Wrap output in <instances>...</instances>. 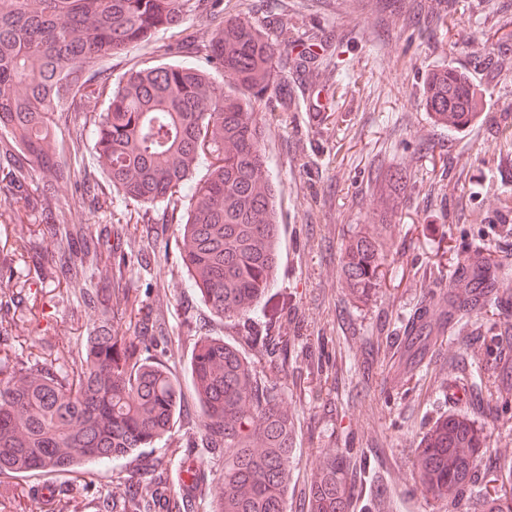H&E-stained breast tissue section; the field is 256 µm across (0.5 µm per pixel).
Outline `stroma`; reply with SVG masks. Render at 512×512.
Returning a JSON list of instances; mask_svg holds the SVG:
<instances>
[{
  "mask_svg": "<svg viewBox=\"0 0 512 512\" xmlns=\"http://www.w3.org/2000/svg\"><path fill=\"white\" fill-rule=\"evenodd\" d=\"M225 17L287 41L276 75L288 85L287 109H265L261 147L278 188L281 257L260 335L294 336L280 401L294 439L287 512H308L319 457L345 453L349 512H475L434 497L418 480L419 443L441 417L480 428L484 496L512 512V0H221ZM209 12L185 16L180 36L112 54V79L154 61L155 47L180 40L191 52ZM317 54L315 72L297 67ZM465 71L481 81L483 111L448 132L424 107L430 72ZM131 224L123 248L138 256L125 284L161 300L174 356L167 367L187 382L193 335L188 323L251 351L233 321L210 316L182 282L178 225L161 208L116 204ZM153 225L143 235L141 218ZM378 228L380 282L354 299L339 277L340 248L353 229ZM495 267L483 275V306H448L455 277L473 257ZM41 319L17 310L16 329L0 336V357L45 356L72 341L71 299L49 290ZM325 345L335 371H309L303 351ZM197 414L185 397L168 442L154 458L176 479L175 454ZM136 459L93 463L89 473L0 476V512H46L45 495L84 485L106 497L143 491Z\"/></svg>",
  "mask_w": 512,
  "mask_h": 512,
  "instance_id": "35a3bbf8",
  "label": "stroma"
}]
</instances>
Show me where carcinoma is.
<instances>
[{
    "label": "carcinoma",
    "mask_w": 512,
    "mask_h": 512,
    "mask_svg": "<svg viewBox=\"0 0 512 512\" xmlns=\"http://www.w3.org/2000/svg\"><path fill=\"white\" fill-rule=\"evenodd\" d=\"M203 9L204 0H0V230L33 217L36 237L0 249V279L22 267L28 284L0 290V332L14 327L18 307L37 301L32 286L47 282L65 287L78 318L92 322L65 356L0 361V475L77 473L86 462L143 457L180 408L181 384L165 366L172 347L163 311L133 296L120 277L108 279L106 290L87 287L89 271L103 262L129 264L123 228L94 231L69 219L55 195V183L65 182L92 215L112 211L117 198L147 210L163 206L167 222L181 226L184 287L211 316L241 324L260 357L275 359L273 377L261 380L235 345L199 337L189 361L199 437L188 447L224 457L212 512H285L292 430L278 395L295 337L261 336L252 327L280 259L258 112L288 106L283 86L271 81L281 47L248 21L219 17L198 41L197 63L173 61L175 49L161 45L165 61L132 69L116 84L103 65L112 52ZM210 68L224 73L228 87L212 83ZM465 93L448 70H435L425 110L435 124L457 129ZM63 127L76 157L94 140L108 190L86 167L60 160L55 138ZM38 242L56 246L51 263L37 255ZM382 265L374 234L358 231L342 244L339 272L354 297L377 286ZM482 447L466 419L436 420L419 448L422 483L450 502L478 493ZM185 462L178 487L156 461L150 493L104 501L98 512H193L207 475ZM350 497L342 456L326 453L309 487L310 512H348Z\"/></svg>",
    "instance_id": "carcinoma-1"
}]
</instances>
